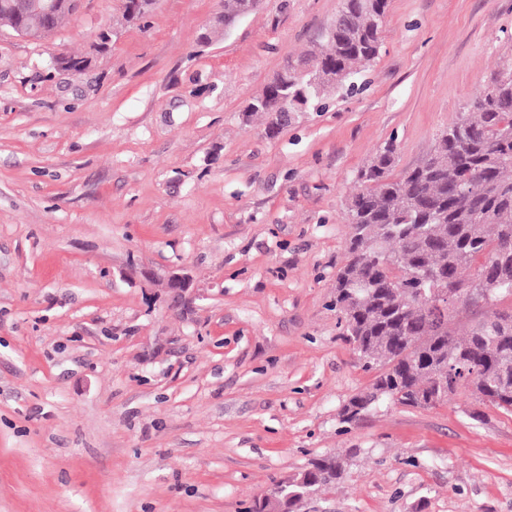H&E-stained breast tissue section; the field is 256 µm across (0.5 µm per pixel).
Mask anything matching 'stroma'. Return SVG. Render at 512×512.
Returning a JSON list of instances; mask_svg holds the SVG:
<instances>
[{
  "mask_svg": "<svg viewBox=\"0 0 512 512\" xmlns=\"http://www.w3.org/2000/svg\"><path fill=\"white\" fill-rule=\"evenodd\" d=\"M339 6L262 0L209 44L220 0L131 24L82 0L44 43L0 28V512H246L324 455L344 478L300 512H512L491 404L340 423L373 375L330 306L357 169L391 139L414 166L512 67V0H389L355 93L273 137L243 122Z\"/></svg>",
  "mask_w": 512,
  "mask_h": 512,
  "instance_id": "35a3bbf8",
  "label": "stroma"
}]
</instances>
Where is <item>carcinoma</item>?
I'll list each match as a JSON object with an SVG mask.
<instances>
[{
    "label": "carcinoma",
    "mask_w": 512,
    "mask_h": 512,
    "mask_svg": "<svg viewBox=\"0 0 512 512\" xmlns=\"http://www.w3.org/2000/svg\"><path fill=\"white\" fill-rule=\"evenodd\" d=\"M20 0H0V26L23 21ZM365 0H341L322 37V63L349 78L373 61L381 28ZM278 90L292 108L320 112L342 89L310 90L303 69L288 63ZM397 147L387 142L355 175L349 200L351 232L347 260L336 274L332 305L340 314L343 340L360 367L374 374L364 391L339 412L355 425L376 406L433 407L464 389L512 415V311L492 310L464 335L448 330L456 310L429 301L434 276L456 281L455 302L478 306L512 297V70L499 72L436 139L416 166L395 173ZM343 462L333 456L311 461L287 479V512L305 497L338 484Z\"/></svg>",
    "instance_id": "cac0c4a2"
}]
</instances>
